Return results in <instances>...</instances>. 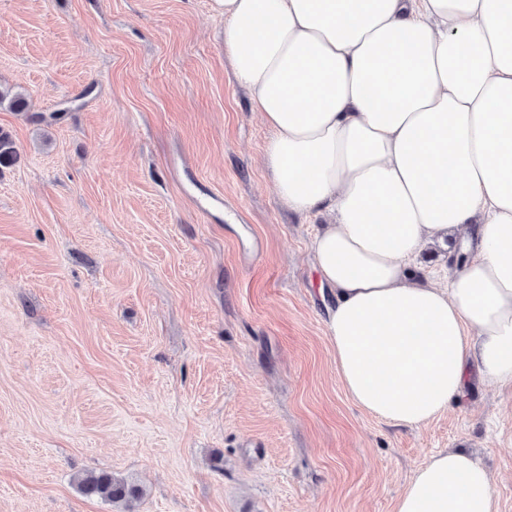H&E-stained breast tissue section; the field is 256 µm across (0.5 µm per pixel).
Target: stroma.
<instances>
[{"instance_id": "obj_1", "label": "stroma", "mask_w": 512, "mask_h": 512, "mask_svg": "<svg viewBox=\"0 0 512 512\" xmlns=\"http://www.w3.org/2000/svg\"><path fill=\"white\" fill-rule=\"evenodd\" d=\"M211 0H0V512H393L473 453L512 512V386L428 424L336 375L312 240L234 78ZM78 488L86 497H96L122 505V512H135L137 502L144 496L141 486L108 473L86 474L79 480Z\"/></svg>"}]
</instances>
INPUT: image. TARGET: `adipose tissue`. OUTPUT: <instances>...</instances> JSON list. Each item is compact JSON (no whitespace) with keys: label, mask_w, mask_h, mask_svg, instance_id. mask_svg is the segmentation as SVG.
Segmentation results:
<instances>
[{"label":"adipose tissue","mask_w":512,"mask_h":512,"mask_svg":"<svg viewBox=\"0 0 512 512\" xmlns=\"http://www.w3.org/2000/svg\"><path fill=\"white\" fill-rule=\"evenodd\" d=\"M272 136L279 198L333 222L313 243L337 376L421 426L474 379L512 384V0H213ZM455 234L445 286L410 262ZM465 453L417 469L394 512H499Z\"/></svg>","instance_id":"1"}]
</instances>
